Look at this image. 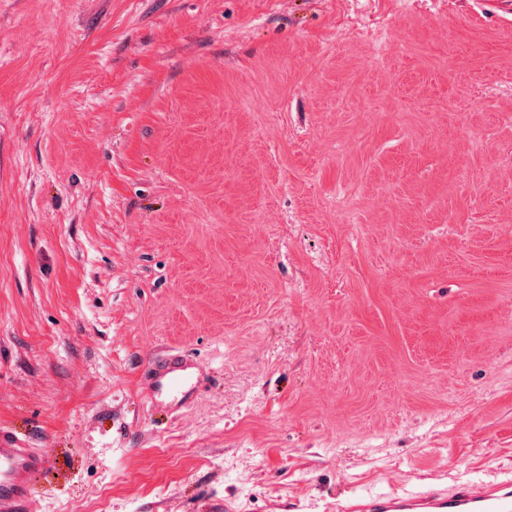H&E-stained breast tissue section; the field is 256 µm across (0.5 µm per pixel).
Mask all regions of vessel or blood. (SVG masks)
Segmentation results:
<instances>
[{
  "instance_id": "obj_1",
  "label": "vessel or blood",
  "mask_w": 512,
  "mask_h": 512,
  "mask_svg": "<svg viewBox=\"0 0 512 512\" xmlns=\"http://www.w3.org/2000/svg\"><path fill=\"white\" fill-rule=\"evenodd\" d=\"M45 454L0 446V505L20 512L33 474L44 469ZM333 512H512V478L482 483H426L415 492L337 495Z\"/></svg>"
}]
</instances>
